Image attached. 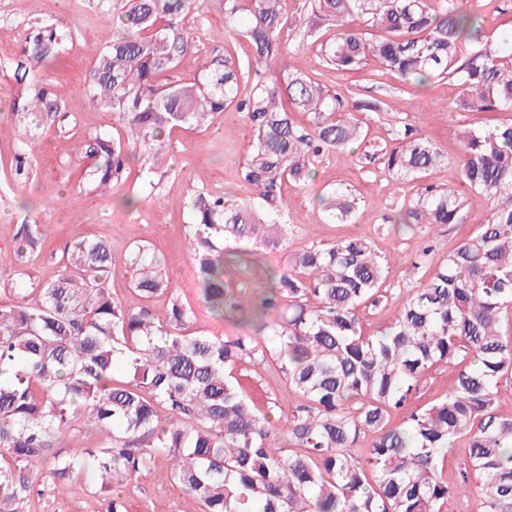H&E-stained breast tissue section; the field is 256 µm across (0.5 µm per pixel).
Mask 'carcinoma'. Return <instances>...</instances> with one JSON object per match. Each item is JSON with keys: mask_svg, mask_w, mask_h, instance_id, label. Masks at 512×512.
<instances>
[{"mask_svg": "<svg viewBox=\"0 0 512 512\" xmlns=\"http://www.w3.org/2000/svg\"><path fill=\"white\" fill-rule=\"evenodd\" d=\"M285 2L224 0V31L245 38L251 53L212 58L191 82L174 74L195 47L196 0H126L122 32L95 50L85 92L126 133L97 134L88 145V180L104 191L125 181L134 159L149 172L162 165L174 131L208 128L229 108L244 113L252 138L240 177L253 198L195 189L187 230L200 303L241 330H192L194 311L167 260L144 245L129 261L142 298L134 308L112 298V248L101 240L73 243L58 274L29 288L18 252L19 301L0 307V512H32L46 488L69 492L81 477L106 512H125L124 488L161 458L199 512H442L452 496L467 512H512V415L498 411L512 378V335L501 331L512 309V119L458 130V184L427 185L410 201L403 224L464 223L466 189L491 207L377 334L364 335L358 312L382 298L389 266L361 235L287 256L246 301L226 279L230 243L287 249L284 184H307L320 156L365 142L347 98L285 59L282 33L294 24ZM309 2L334 22L319 52L336 69L374 58L406 83L455 81L464 110L512 113L509 40L487 33L465 0ZM352 15L379 35L349 25ZM70 38L45 25L20 46L28 68L18 135L59 111L40 67ZM296 111L308 126L294 121ZM396 141L378 156L393 178L420 179L448 162L410 125ZM319 205L327 221L345 224L358 201L338 187ZM161 295L168 303L158 313L151 300ZM442 361L457 366L448 393L388 426ZM245 362L277 366L302 398L282 426L243 395L236 371ZM366 433L374 438L361 458L353 447ZM86 434L99 435V446L80 457L61 452ZM460 442L472 487L443 476Z\"/></svg>", "mask_w": 512, "mask_h": 512, "instance_id": "1", "label": "carcinoma"}]
</instances>
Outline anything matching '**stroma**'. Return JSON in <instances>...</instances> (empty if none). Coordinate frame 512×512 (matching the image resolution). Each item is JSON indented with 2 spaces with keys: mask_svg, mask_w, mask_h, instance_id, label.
<instances>
[{
  "mask_svg": "<svg viewBox=\"0 0 512 512\" xmlns=\"http://www.w3.org/2000/svg\"><path fill=\"white\" fill-rule=\"evenodd\" d=\"M121 7L122 0H0V305L10 306L17 301L6 279L17 250L30 255L26 270L31 277L44 280L58 273L66 246L83 239H99L112 245L109 286L113 297L125 306H139L141 299L130 285L127 263L131 247L144 243L167 259L175 288L194 311L195 329L224 335L233 332V325L215 321L199 303L188 256L186 229L191 214L186 202L194 187L248 198L249 190L239 178L250 141L243 113L226 111L217 115L209 128L173 132L164 171L151 174L142 169L140 162H131L125 183L107 194L96 192L84 176L91 163L86 147L92 136L117 130L111 113L93 106L83 87L91 69V51L116 33ZM43 24L73 36L61 57L42 69L62 109L48 122L46 134L29 140L28 169L19 176L14 161L19 138L13 132V105L20 92L16 74L23 62L19 45L26 33ZM194 33L198 51L182 59L178 78L187 80L198 75L203 62L223 47H230L238 58L249 52L246 39L224 31V0H202ZM283 37L299 53L314 81L332 90L352 91L354 100L377 99L385 106L384 111L364 113L363 148L324 155L307 185L289 184L284 189L290 207L287 252L329 244L352 234L364 236L385 250L390 267L385 283L387 306L380 309L366 305L359 313L365 331L372 333L388 313L397 311L413 288L433 273L448 252L483 224L490 201L483 194L471 192L466 197L464 223L417 224L405 235L395 231V220L404 203L423 185L444 188L455 182L457 172L451 159L458 151L456 127H480L496 121L497 116L459 110L458 88L452 81L416 88L374 60L360 71H342L326 64L311 41L300 40L288 30ZM407 124L429 136L448 155V164L421 180L393 181L379 176V164L370 161V154L394 146L397 130ZM150 182L155 185L153 199L135 210L117 207L120 197L141 192ZM333 186L356 192L359 205L351 223H328L318 205L319 195ZM24 224L37 225L34 241L19 236ZM425 240L433 244L432 252L426 255L419 250ZM287 252H256L252 275L239 281V288L248 292L264 282L268 268L283 265ZM239 378L256 408L269 413L273 424H282L289 412L288 405L279 402L287 387L285 375L273 366L246 363ZM124 497L128 512H191L193 507L192 501L170 483L162 461L151 474L127 485ZM105 509L104 501L87 487L66 497L45 492L34 506L35 512Z\"/></svg>",
  "mask_w": 512,
  "mask_h": 512,
  "instance_id": "1",
  "label": "stroma"
}]
</instances>
